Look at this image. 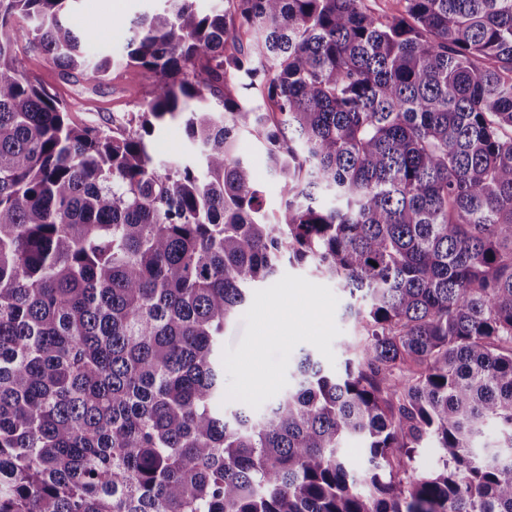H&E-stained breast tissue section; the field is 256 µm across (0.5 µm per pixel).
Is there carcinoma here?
<instances>
[{"label": "carcinoma", "mask_w": 512, "mask_h": 512, "mask_svg": "<svg viewBox=\"0 0 512 512\" xmlns=\"http://www.w3.org/2000/svg\"><path fill=\"white\" fill-rule=\"evenodd\" d=\"M69 2L0 0V512H512V0H165L116 58ZM20 40L147 97L77 124ZM176 119L197 160L158 164ZM286 262L348 294L354 358L219 405L224 327ZM237 154L251 163L260 178L269 205L276 209L281 203V186L279 182L268 172L266 157L259 146L247 136L240 137L237 142Z\"/></svg>", "instance_id": "1"}]
</instances>
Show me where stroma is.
I'll return each instance as SVG.
<instances>
[{"label":"stroma","mask_w":512,"mask_h":512,"mask_svg":"<svg viewBox=\"0 0 512 512\" xmlns=\"http://www.w3.org/2000/svg\"><path fill=\"white\" fill-rule=\"evenodd\" d=\"M112 2L76 0L74 4V24L94 35L92 52H119L131 20L153 13L162 0H122L117 10ZM16 53L31 79L65 100L74 118L87 125L111 129L113 120L138 110L149 90L146 81L125 69L113 71L101 82L85 77L67 81L47 56L29 51L25 42L17 43ZM346 302L334 281L296 266L284 267L278 283L255 288L243 313L224 332L225 394L263 413L293 385L297 361L306 351L331 372H342L345 356L340 345L356 334L353 324L342 317ZM278 304L303 311V318L288 331H271L267 342L256 345V336L271 322ZM249 368L274 373L275 379L263 390L253 391L243 380Z\"/></svg>","instance_id":"stroma-1"}]
</instances>
